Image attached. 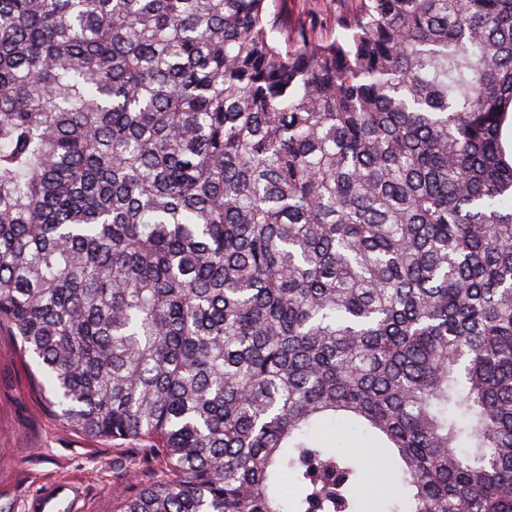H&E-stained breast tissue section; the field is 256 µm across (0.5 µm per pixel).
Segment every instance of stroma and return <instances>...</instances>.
I'll list each match as a JSON object with an SVG mask.
<instances>
[{
  "label": "stroma",
  "mask_w": 512,
  "mask_h": 512,
  "mask_svg": "<svg viewBox=\"0 0 512 512\" xmlns=\"http://www.w3.org/2000/svg\"><path fill=\"white\" fill-rule=\"evenodd\" d=\"M160 467L149 441L89 438L50 412L29 358L0 330V512H30L33 497L56 480L80 485L81 512H115Z\"/></svg>",
  "instance_id": "obj_1"
}]
</instances>
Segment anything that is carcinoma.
<instances>
[{
	"mask_svg": "<svg viewBox=\"0 0 512 512\" xmlns=\"http://www.w3.org/2000/svg\"><path fill=\"white\" fill-rule=\"evenodd\" d=\"M290 2L0 0V329L117 512H512V0ZM336 441H346L350 446L359 448L362 458L365 460L370 471L373 482L366 487V491L370 492L367 496H379L387 489V480L392 479L394 476L386 471L378 470V451L376 443L369 437H353L347 430L336 428Z\"/></svg>",
	"mask_w": 512,
	"mask_h": 512,
	"instance_id": "cac0c4a2",
	"label": "carcinoma"
}]
</instances>
